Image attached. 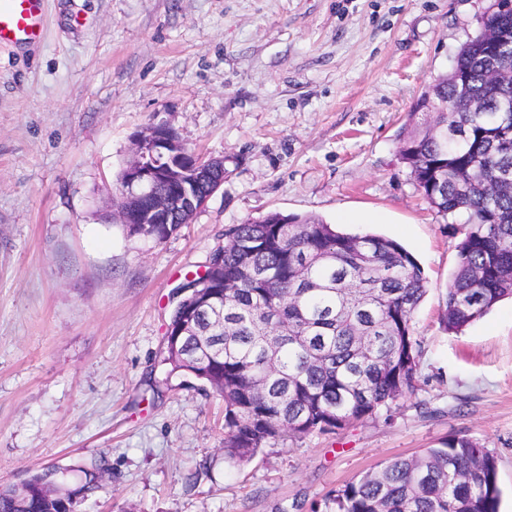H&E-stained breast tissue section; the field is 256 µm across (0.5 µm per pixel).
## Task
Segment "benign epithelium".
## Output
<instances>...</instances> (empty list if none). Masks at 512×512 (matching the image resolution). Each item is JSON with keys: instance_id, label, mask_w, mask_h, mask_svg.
<instances>
[{"instance_id": "7a95c632", "label": "benign epithelium", "mask_w": 512, "mask_h": 512, "mask_svg": "<svg viewBox=\"0 0 512 512\" xmlns=\"http://www.w3.org/2000/svg\"><path fill=\"white\" fill-rule=\"evenodd\" d=\"M133 156L122 173L124 189L118 195L114 218L120 224H169L177 214L188 224L200 212L213 192L198 191L204 169L224 174V159H205L187 151L177 132L167 126H151L134 137ZM170 191L157 194L158 183ZM196 286H180L185 297L178 300L174 313L181 322L176 336L185 334L186 321L205 308L199 295L187 297Z\"/></svg>"}]
</instances>
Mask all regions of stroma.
Instances as JSON below:
<instances>
[{
	"label": "stroma",
	"instance_id": "35a3bbf8",
	"mask_svg": "<svg viewBox=\"0 0 512 512\" xmlns=\"http://www.w3.org/2000/svg\"><path fill=\"white\" fill-rule=\"evenodd\" d=\"M489 3L47 0L43 40L0 47V485L53 471L74 487L95 463L104 487L76 512H331V491L466 436L495 455L512 512V298L444 330L467 216L437 213L398 154ZM151 124L225 170L160 242L110 218ZM271 212L413 253L420 382L390 414L233 464L223 398L170 373L165 336L186 275Z\"/></svg>",
	"mask_w": 512,
	"mask_h": 512
}]
</instances>
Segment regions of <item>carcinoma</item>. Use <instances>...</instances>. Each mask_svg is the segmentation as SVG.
Listing matches in <instances>:
<instances>
[{"label":"carcinoma","mask_w":512,"mask_h":512,"mask_svg":"<svg viewBox=\"0 0 512 512\" xmlns=\"http://www.w3.org/2000/svg\"><path fill=\"white\" fill-rule=\"evenodd\" d=\"M512 0H492L477 33L460 48L450 75L436 78L418 103L435 109L444 136L421 121L401 140L400 160L442 215L465 212L466 230L441 322L459 331L512 295ZM181 224L127 225L131 236L162 241ZM224 323L201 315L192 335L176 338L170 318L164 362L224 385V455L251 460L285 436L333 433L390 411L417 390L421 349L415 310L427 289L423 270L397 241L341 231L312 217L269 213L226 233ZM360 245L374 258L356 261ZM267 278L255 280L252 272ZM79 488H99L100 468L82 470ZM33 475L24 506L0 488V512H58ZM497 461L484 445L451 437L421 454L396 457L333 491L334 512H498Z\"/></svg>","instance_id":"1"}]
</instances>
